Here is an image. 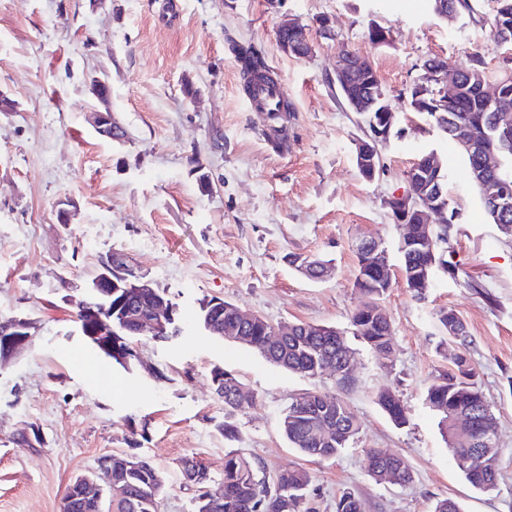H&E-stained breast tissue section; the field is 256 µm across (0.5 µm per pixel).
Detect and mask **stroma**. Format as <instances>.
Masks as SVG:
<instances>
[{"label":"stroma","instance_id":"1","mask_svg":"<svg viewBox=\"0 0 512 512\" xmlns=\"http://www.w3.org/2000/svg\"><path fill=\"white\" fill-rule=\"evenodd\" d=\"M474 4L473 16L450 22L428 0H0V90L17 102L16 112L0 114V318L33 323L24 352L0 364V512H60L73 477L95 473L101 456L130 453L165 478L159 512H193L179 460L197 456L219 481L231 448L270 476L291 466L308 471L312 512H335L345 491L363 512H433L444 498L463 512H512V239L491 223L457 145L404 104L429 56L459 69L479 53L491 81L512 62V46L491 32L493 0ZM286 15L304 27L309 57L280 49L275 32ZM324 17L334 36L320 29ZM374 23L389 29V44L369 41ZM232 39L260 50L283 85L286 151L272 148L264 113L245 103ZM343 47L373 63L397 114L371 182L355 163L366 116L336 88ZM102 75L111 85L104 103L88 91ZM105 105L124 141L103 139L88 124V113ZM432 148L448 166L458 213L444 257L471 282L438 271L418 301L400 280L405 229L385 201L407 190L409 169ZM64 204L73 213L67 224L58 218ZM365 236L385 248L395 281L381 301L392 324L386 359L350 324L364 301L354 281ZM112 250L166 294L182 325L173 339L134 337L139 359L125 368L95 352L73 320ZM297 257L331 269L309 279ZM214 297L275 324L341 331L354 352L352 384L337 389L332 372L293 373L210 335L198 316ZM442 308L467 325L476 382L498 421L502 477L488 492L466 481L424 399L458 351L437 324ZM217 366L250 399L234 442L221 431ZM383 388L399 399L404 425L378 405ZM335 390L360 426L349 447L330 458L292 448L280 418L293 398ZM31 424L43 432L40 446L19 440ZM370 448L402 457L413 481L371 478Z\"/></svg>","mask_w":512,"mask_h":512}]
</instances>
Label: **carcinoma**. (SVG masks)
<instances>
[{
  "label": "carcinoma",
  "instance_id": "cac0c4a2",
  "mask_svg": "<svg viewBox=\"0 0 512 512\" xmlns=\"http://www.w3.org/2000/svg\"><path fill=\"white\" fill-rule=\"evenodd\" d=\"M495 13L492 33L500 41L512 44V18L508 20L509 31L500 29L499 14L503 4L512 5V0H495ZM233 50L241 65V71L247 83L254 81L269 82V66L264 56L252 46L234 44ZM484 71L482 58L474 54L471 65L459 70L463 84L462 100L448 106V110L433 112L425 106H417L414 93H409V108L426 116L434 126L445 132L463 152L473 182L480 180V145L489 134L490 124L484 118L482 100L472 91L470 85L476 80L473 71ZM378 82L376 72L356 74L349 79L348 89L341 92L343 100L350 96H367L372 85L367 80ZM483 207L491 223L500 227L502 233L512 237V201L499 210L488 203ZM453 221L436 224L432 227L433 248L417 246L413 250L401 253V272L403 283L411 289L412 275L417 271H427L429 287L435 286L438 270L443 269L453 275L458 267L443 258L440 244L447 242ZM362 269H357L354 287L366 298L361 307L351 317L356 335L381 358L391 353V321L385 314H378L380 301L393 288L392 277L384 280L371 278L360 280ZM440 328L455 332V340L465 348L469 346V332L463 320L452 309L443 308L436 313ZM287 329V335L277 345L267 342L273 323L259 316L246 327V345L258 351L276 365L293 373L319 375L315 360L329 356L341 365L350 347L342 334L335 330L324 331L316 325L302 322L281 323ZM454 372L432 380L427 388L425 401L438 417L440 433L453 452L456 460L469 456L473 449L482 447L481 428L495 420V415L483 391L474 381L475 370L466 353L459 352L453 361ZM238 379L230 372H224V393L219 395L224 401V424L221 430L224 439L232 441L239 438L238 416L246 409L245 403L233 393L234 383ZM304 405L288 408L281 418V428L292 447L313 457L328 458L348 447L359 432L355 415L346 402L335 393H308L303 399ZM378 403L390 420L397 424L406 423L404 409L399 400L389 390L378 393ZM454 412L469 413L478 417V429L468 439L458 438L453 430L451 415ZM321 419L329 420L331 432L316 438L313 428ZM369 475L375 469L396 466L403 483L413 481V472L399 456L385 454L377 449L366 452ZM123 466L112 471V484L123 488V496L116 500L115 512H157V499L163 491V477L160 471L148 460L141 457L120 456ZM467 481L476 489H493L500 476L499 454L495 453L484 460H475L471 464H459ZM179 469L183 480L195 492L196 512H206V498L219 497L223 500L221 512H308L305 507L306 490L310 484L309 474L300 468L282 470L268 481L261 475L260 467L230 450L224 458V479L217 483L194 455H186L179 460ZM336 512H362L361 503L356 496L346 491L336 501Z\"/></svg>",
  "mask_w": 512,
  "mask_h": 512
}]
</instances>
